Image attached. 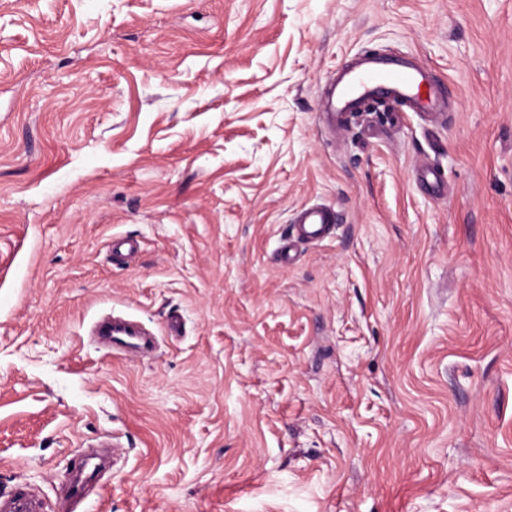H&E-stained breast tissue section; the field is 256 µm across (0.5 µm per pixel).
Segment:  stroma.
<instances>
[{"label": "stroma", "mask_w": 512, "mask_h": 512, "mask_svg": "<svg viewBox=\"0 0 512 512\" xmlns=\"http://www.w3.org/2000/svg\"><path fill=\"white\" fill-rule=\"evenodd\" d=\"M364 53L452 108L323 125ZM106 436L73 512H512V0H0V492ZM295 220L298 240L312 243L327 236L329 224L335 223L336 214L322 206H310L300 210ZM104 334L110 336L112 349L140 348L146 341L124 323L112 321V325L104 327Z\"/></svg>", "instance_id": "obj_1"}]
</instances>
